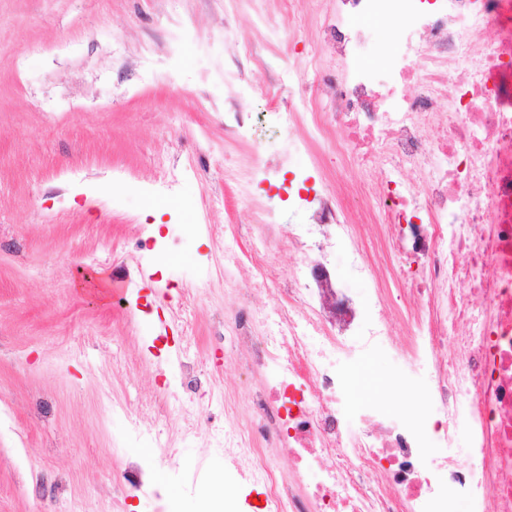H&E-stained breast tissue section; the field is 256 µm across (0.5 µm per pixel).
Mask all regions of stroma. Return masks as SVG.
I'll return each instance as SVG.
<instances>
[{
    "label": "stroma",
    "mask_w": 512,
    "mask_h": 512,
    "mask_svg": "<svg viewBox=\"0 0 512 512\" xmlns=\"http://www.w3.org/2000/svg\"><path fill=\"white\" fill-rule=\"evenodd\" d=\"M333 6L312 0L292 19L282 0H0V512H113L116 493L125 512H155L123 470L157 455L155 432L173 435L177 420L148 401L177 362L198 367L203 390L183 408L206 426L224 407L205 388L253 385L212 341L231 298L202 227L256 219L254 203L224 202V168L244 151L225 140L224 115L287 107L288 60L313 49ZM114 168L130 189L113 188ZM148 223L150 259L138 248ZM361 371L364 397L411 402L387 347ZM106 395L142 418L119 450L127 421L103 414ZM174 448L205 458L235 512H258L203 435Z\"/></svg>",
    "instance_id": "stroma-1"
}]
</instances>
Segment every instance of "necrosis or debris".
<instances>
[{"instance_id": "4bbe7bcc", "label": "necrosis or debris", "mask_w": 512, "mask_h": 512, "mask_svg": "<svg viewBox=\"0 0 512 512\" xmlns=\"http://www.w3.org/2000/svg\"><path fill=\"white\" fill-rule=\"evenodd\" d=\"M369 20L399 31L388 60L399 84L371 79L360 57ZM306 64L319 80L287 111L224 115L225 138L249 150L224 185L269 218L211 232L232 296L224 333L259 383L244 397L225 391L210 447L262 488L265 512H512V0H336ZM324 95L335 111L319 105ZM259 124L281 134L282 157L323 147L355 166L346 192L368 207L297 197L310 223L271 220L257 198ZM284 243L301 255L285 275L273 265ZM385 273L400 289L383 288ZM398 304L417 324L408 349L383 322ZM385 342L423 376L417 417L356 393L359 364ZM464 425L472 442L460 460L450 450ZM160 448L151 466L129 469L146 494L162 501L150 478L163 468L202 512H221L205 465Z\"/></svg>"}]
</instances>
